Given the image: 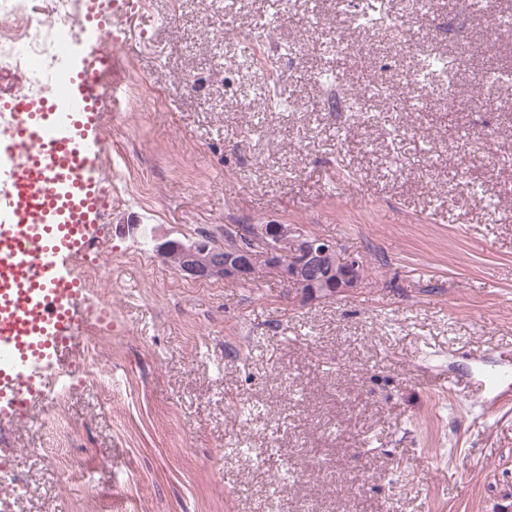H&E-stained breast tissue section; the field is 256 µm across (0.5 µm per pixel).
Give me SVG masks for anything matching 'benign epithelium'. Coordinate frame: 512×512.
<instances>
[{
	"label": "benign epithelium",
	"mask_w": 512,
	"mask_h": 512,
	"mask_svg": "<svg viewBox=\"0 0 512 512\" xmlns=\"http://www.w3.org/2000/svg\"><path fill=\"white\" fill-rule=\"evenodd\" d=\"M237 240L221 246L208 239H169L151 235L153 252L179 258L177 274L191 281L250 282L275 273L303 302L351 296L367 284L363 259L334 239L295 224H256L226 232Z\"/></svg>",
	"instance_id": "obj_1"
}]
</instances>
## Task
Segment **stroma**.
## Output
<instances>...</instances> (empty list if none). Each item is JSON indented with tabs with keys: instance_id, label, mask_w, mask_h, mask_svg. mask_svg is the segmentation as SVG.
<instances>
[{
	"instance_id": "obj_1",
	"label": "stroma",
	"mask_w": 512,
	"mask_h": 512,
	"mask_svg": "<svg viewBox=\"0 0 512 512\" xmlns=\"http://www.w3.org/2000/svg\"><path fill=\"white\" fill-rule=\"evenodd\" d=\"M120 4L100 174L133 195L101 212L87 291L112 335L82 326L0 414V485L26 488L0 512H512V85L485 79L512 69L488 21L512 0ZM135 224H296L370 278L309 303L273 275L188 281ZM81 361L100 377L66 389Z\"/></svg>"
}]
</instances>
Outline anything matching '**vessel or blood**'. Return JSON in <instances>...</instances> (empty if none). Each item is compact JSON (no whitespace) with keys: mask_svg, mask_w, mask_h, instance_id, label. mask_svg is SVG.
<instances>
[{"mask_svg":"<svg viewBox=\"0 0 512 512\" xmlns=\"http://www.w3.org/2000/svg\"><path fill=\"white\" fill-rule=\"evenodd\" d=\"M85 37L95 46L76 63L62 104H34L23 93L6 103L14 122L0 152V394L32 392L49 363L79 332V280L63 267L98 244L95 217L103 201L96 171L103 156L97 118L105 106L109 53L104 20Z\"/></svg>","mask_w":512,"mask_h":512,"instance_id":"vessel-or-blood-1","label":"vessel or blood"}]
</instances>
